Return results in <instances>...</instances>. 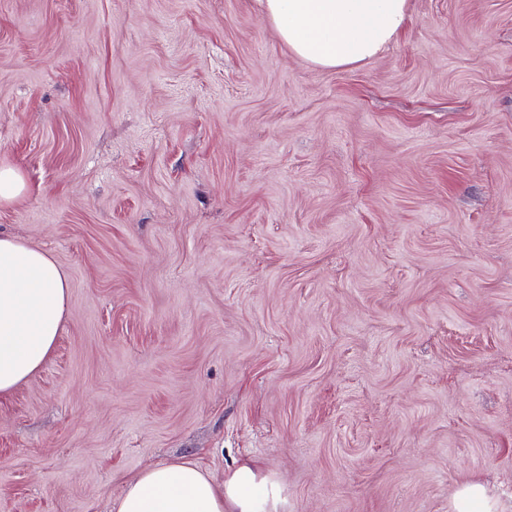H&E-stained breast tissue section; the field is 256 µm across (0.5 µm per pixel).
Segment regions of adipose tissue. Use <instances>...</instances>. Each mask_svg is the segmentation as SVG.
<instances>
[{"label": "adipose tissue", "mask_w": 512, "mask_h": 512, "mask_svg": "<svg viewBox=\"0 0 512 512\" xmlns=\"http://www.w3.org/2000/svg\"><path fill=\"white\" fill-rule=\"evenodd\" d=\"M278 37L323 69L377 57L404 31L409 0H260ZM69 280L49 253L0 234V398L49 359L64 319ZM278 485L250 466L216 481L196 463L147 468L112 504L113 512H276Z\"/></svg>", "instance_id": "obj_1"}]
</instances>
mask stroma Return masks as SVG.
I'll list each match as a JSON object with an SVG mask.
<instances>
[{
  "mask_svg": "<svg viewBox=\"0 0 512 512\" xmlns=\"http://www.w3.org/2000/svg\"><path fill=\"white\" fill-rule=\"evenodd\" d=\"M0 160V233L70 281L0 512L181 461L277 512H512V0H410L343 70L257 0H0ZM25 190L22 172L9 163H0V205L15 201ZM452 506L454 512H496V504L487 496L485 488L474 482L456 492Z\"/></svg>",
  "mask_w": 512,
  "mask_h": 512,
  "instance_id": "1",
  "label": "stroma"
}]
</instances>
